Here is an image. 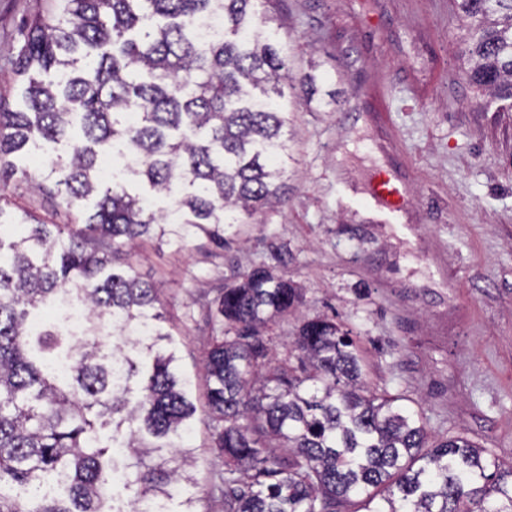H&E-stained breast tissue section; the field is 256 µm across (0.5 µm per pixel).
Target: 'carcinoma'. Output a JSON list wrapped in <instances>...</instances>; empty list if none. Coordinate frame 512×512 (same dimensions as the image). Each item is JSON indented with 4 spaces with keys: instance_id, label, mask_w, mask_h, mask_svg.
Listing matches in <instances>:
<instances>
[{
    "instance_id": "obj_1",
    "label": "carcinoma",
    "mask_w": 512,
    "mask_h": 512,
    "mask_svg": "<svg viewBox=\"0 0 512 512\" xmlns=\"http://www.w3.org/2000/svg\"><path fill=\"white\" fill-rule=\"evenodd\" d=\"M457 9L468 83L512 102V0ZM274 21L257 0H53L29 21L21 96L0 102V201L12 156L63 143L46 178L75 223H16L0 205V512H118L115 472L133 505L196 483V406L155 325L157 288L108 255L152 235L222 247L227 211L283 203L288 41ZM316 93L305 74L291 104ZM115 149L131 163L107 181L99 159ZM65 299L84 309L75 332L57 315ZM302 303L261 264L208 310L224 512H342L355 498L357 512H512V465L461 436L429 442L405 396L371 390L352 330L305 319L275 357L267 330Z\"/></svg>"
}]
</instances>
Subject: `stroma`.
<instances>
[{"mask_svg":"<svg viewBox=\"0 0 512 512\" xmlns=\"http://www.w3.org/2000/svg\"><path fill=\"white\" fill-rule=\"evenodd\" d=\"M50 0H0V101L22 82L15 59L24 24ZM288 37L290 73L318 78L319 93L293 109L284 129L293 156L286 201L237 217L229 247L202 236L175 246L146 238L111 256L159 287L163 331L190 375L200 512L223 464L211 433L200 360L212 334L207 309L234 272L259 264L287 273L304 303L275 326L274 349L303 316L352 328L376 390L402 393L432 436L463 434L512 459V109L479 101L464 79L465 31L454 0H272ZM385 111L349 99L370 85ZM404 181V204L387 213L371 174ZM7 211L67 224L55 193L10 181Z\"/></svg>","mask_w":512,"mask_h":512,"instance_id":"stroma-1","label":"stroma"}]
</instances>
